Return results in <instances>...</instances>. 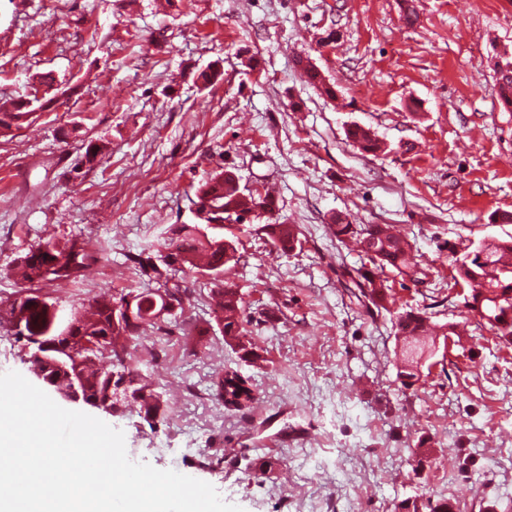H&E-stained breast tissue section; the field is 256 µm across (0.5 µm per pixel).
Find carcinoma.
Wrapping results in <instances>:
<instances>
[{
  "instance_id": "cac0c4a2",
  "label": "carcinoma",
  "mask_w": 512,
  "mask_h": 512,
  "mask_svg": "<svg viewBox=\"0 0 512 512\" xmlns=\"http://www.w3.org/2000/svg\"><path fill=\"white\" fill-rule=\"evenodd\" d=\"M306 72L310 84L321 95L329 99L336 97L335 86L326 82L316 66H306ZM493 95L500 106L512 112V60L495 63ZM31 118L29 112H0V133L20 128ZM347 137L365 153L382 150V142L376 134L359 124L349 125ZM196 197L197 210L204 212L198 217L199 223L175 226L171 237L154 247L158 262L140 253L133 257L139 277L149 284V288L136 295L133 321L113 319L115 306L122 297L104 290L89 307L75 309L65 332H54L48 305L37 304L41 298L40 285L82 279L92 256L75 239L51 237L16 259L14 274L19 290L0 300V325L6 323L12 329L21 326L27 330L25 335L18 331L13 336L15 341L23 343L29 356L45 352L42 342L33 339L36 334L47 341L68 344L69 351L63 354V367L57 369L59 385H65L69 375L77 373L83 378L86 394L104 400L115 393L116 383L120 382L130 393L124 404L137 408L146 420L165 421L170 406L163 388L154 382L150 366L141 368L130 363L129 349L139 344L146 327L161 331L162 324L168 321L176 324L184 317L185 305L191 303L195 293L186 286L187 275L200 273L210 278L213 285L208 292L211 319L223 333L224 342L246 359L258 358L247 329L239 319L242 297L223 280L224 267L237 262L236 248L216 231L224 229L226 223L242 224L251 216L263 215L267 217V235L278 251L286 254L300 244L297 228L274 217L275 208L269 204L268 194L259 191L244 194L229 170L218 171L199 184ZM330 231L341 244L354 241L368 260V264L359 267L340 266L339 276L345 281L344 288L358 301L379 311H389L391 304L382 278L385 271L394 272L415 286L429 276L413 245L406 238L391 233L386 226L353 224L348 216L336 214L332 217ZM455 270L474 300L500 290L512 291V237L495 241L491 262L482 264L473 259L455 264ZM465 308L468 315L477 319V326H489L499 345L512 347V337L498 325L499 316L505 309L512 308V301L503 300L499 308L489 304L479 310L468 303ZM394 328L403 357L398 380L401 388L412 390L420 379L414 364L425 350L436 347V338L456 335V324L440 325L439 334L427 340L426 312L407 307L395 312ZM212 392L216 400L227 407L244 389L221 376L213 383ZM412 512H448V501L426 497L413 502Z\"/></svg>"
}]
</instances>
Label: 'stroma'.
Returning <instances> with one entry per match:
<instances>
[{
	"label": "stroma",
	"instance_id": "35a3bbf8",
	"mask_svg": "<svg viewBox=\"0 0 512 512\" xmlns=\"http://www.w3.org/2000/svg\"><path fill=\"white\" fill-rule=\"evenodd\" d=\"M0 0V102L54 106L0 134V298L15 259L48 236L95 256L85 278L45 283L63 308L101 290L135 294L129 257L195 223V190L233 171L242 191H275L301 246L276 254L254 220L224 227L239 262L224 280L263 356L251 366L212 328L205 347L146 330L135 361L157 355L171 413L152 424L107 417L131 460L160 470L178 457L243 512H398L435 496L469 512H512V348L464 323L467 285L449 247L512 235V112L491 95L512 53V0ZM306 57L338 91L307 84ZM222 80L198 81L208 66ZM371 127L384 152L346 139ZM106 147L86 162L87 146ZM395 225L430 267L413 285L385 273L397 306L463 322L430 359L417 391L397 380L391 316L341 286L336 213ZM247 378L255 402L228 410L215 373ZM431 462L412 473L420 437Z\"/></svg>",
	"mask_w": 512,
	"mask_h": 512
}]
</instances>
